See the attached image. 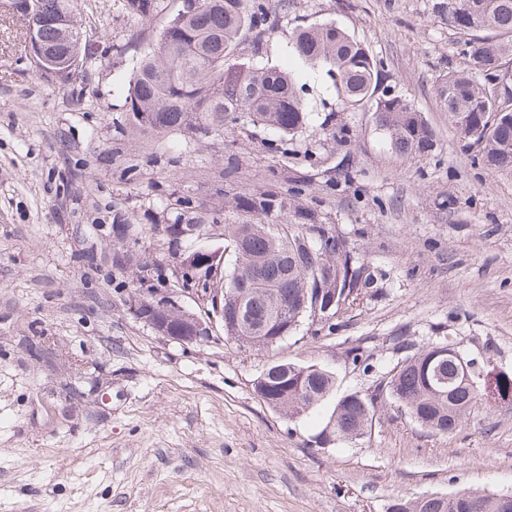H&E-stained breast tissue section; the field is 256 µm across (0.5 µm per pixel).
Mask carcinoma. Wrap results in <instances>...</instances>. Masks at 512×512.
Returning a JSON list of instances; mask_svg holds the SVG:
<instances>
[{"mask_svg": "<svg viewBox=\"0 0 512 512\" xmlns=\"http://www.w3.org/2000/svg\"><path fill=\"white\" fill-rule=\"evenodd\" d=\"M46 14H63L70 28L43 26L38 38L59 53L82 41L75 0H38ZM434 10L458 33L467 69L450 71L440 88L448 119L475 158L494 170H512V0H436ZM268 8L260 0H197V7L176 15L156 46L138 59L128 84L130 112L144 127L166 129L186 123L195 113L222 127L233 112L284 135L306 125L307 105L290 74L258 67L236 57L240 38L261 35ZM292 49L301 62L323 66L333 80L339 104L359 111L373 105L379 127L402 155L423 154L433 133L406 99L376 95L378 68L369 51L333 23L296 30ZM275 208L276 221L259 217ZM241 222L224 228V246L194 248L197 279L218 275L224 293L242 302L238 328L225 339L257 350L289 337L300 318L311 317L325 297L339 292L342 304L369 285L365 258L337 234L336 246L323 243L326 228L305 222L292 200L276 193L263 199L236 200ZM307 310L301 312L302 302ZM388 372L373 392L351 393L333 406L326 428L338 440L363 437L371 430L378 405L393 404L419 426L450 434L480 407L512 404V375L453 348L447 336L418 348ZM255 389L272 410L302 414L328 403L336 373L323 365L286 360L260 374ZM387 512H512V493L475 494L465 489L448 495L396 498Z\"/></svg>", "mask_w": 512, "mask_h": 512, "instance_id": "cac0c4a2", "label": "carcinoma"}]
</instances>
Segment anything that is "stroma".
Wrapping results in <instances>:
<instances>
[{
    "label": "stroma",
    "mask_w": 512,
    "mask_h": 512,
    "mask_svg": "<svg viewBox=\"0 0 512 512\" xmlns=\"http://www.w3.org/2000/svg\"><path fill=\"white\" fill-rule=\"evenodd\" d=\"M433 3L270 7L271 35L259 48L242 36L238 54L305 84L293 136L243 115L221 129L133 122L134 61L183 0H156L144 21L124 0H78L90 54L65 83L0 8V512H386L400 496L512 491V405L448 435L386 405L365 437L328 442V409L291 418L254 391L287 359L332 368L337 396L367 394L403 357L398 340L438 336L512 374V172L475 163L448 120L437 88L467 61ZM329 22L369 49L380 90L421 112L431 151L399 155L373 112L342 110L325 70L297 64L295 29ZM269 188L360 250L369 287L262 351L220 325L192 345L157 335L131 302L142 262L177 281L190 243L169 225H210L220 245L235 196Z\"/></svg>",
    "instance_id": "obj_1"
}]
</instances>
